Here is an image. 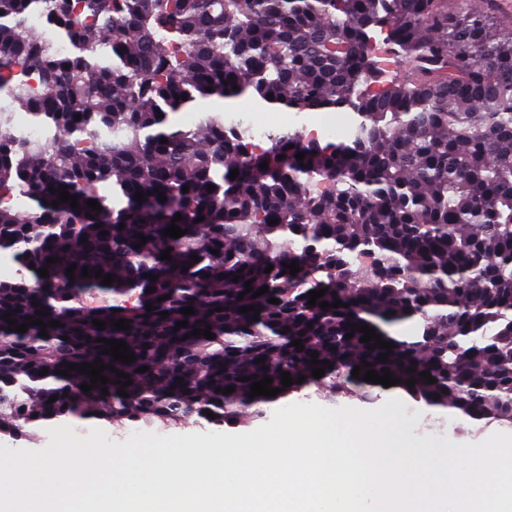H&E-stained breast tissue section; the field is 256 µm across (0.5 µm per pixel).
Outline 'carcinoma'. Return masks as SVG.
Returning a JSON list of instances; mask_svg holds the SVG:
<instances>
[{
	"instance_id": "carcinoma-1",
	"label": "carcinoma",
	"mask_w": 512,
	"mask_h": 512,
	"mask_svg": "<svg viewBox=\"0 0 512 512\" xmlns=\"http://www.w3.org/2000/svg\"><path fill=\"white\" fill-rule=\"evenodd\" d=\"M488 4L463 0L450 13L448 0H0V97L9 100L0 197L30 202L0 203V249L14 250L22 268L0 281V433L64 418L246 424L308 385L332 402L372 403L386 387L362 380L369 368L390 369L396 388L428 407L512 425V26L493 22ZM35 15L49 18L66 52L47 51L26 25ZM377 33L408 65L407 79H383ZM211 97L342 112L346 136L317 141L289 128L256 151L220 112L193 128L177 123ZM18 112L44 139L11 133ZM106 183L110 199L98 193ZM64 185L79 208L51 206L59 197L49 188ZM172 224L187 234L164 236ZM168 248L172 260L160 259ZM99 269L112 285H101ZM263 286L269 292L254 297ZM322 288L308 305L306 294ZM337 299L343 306L320 308ZM252 305L262 310L240 313ZM45 307L49 315H37ZM186 307L195 314H181ZM8 313L18 325L30 316L60 327H46V338L38 325L10 332ZM408 320L416 336L389 333ZM354 323L394 343L388 362ZM207 327L215 338L191 336ZM98 338L125 341L137 360H113ZM314 352L332 364L319 379ZM97 359L132 384L107 369L110 383L85 393L75 382L88 374H54ZM283 372L306 379L284 388ZM251 375L283 392L249 397L255 380L241 378Z\"/></svg>"
}]
</instances>
